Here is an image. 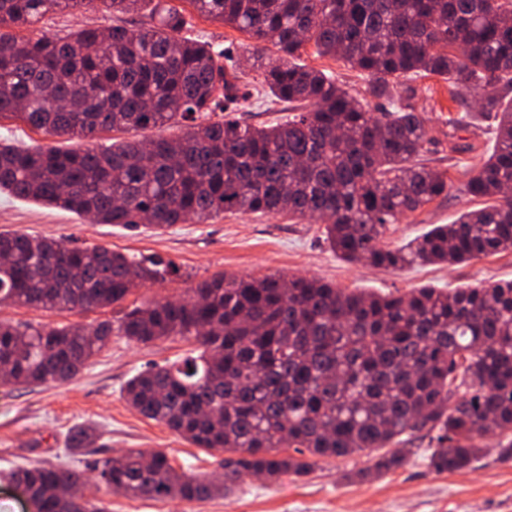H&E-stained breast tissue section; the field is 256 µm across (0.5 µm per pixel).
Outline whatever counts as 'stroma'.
<instances>
[{
  "instance_id": "obj_1",
  "label": "stroma",
  "mask_w": 512,
  "mask_h": 512,
  "mask_svg": "<svg viewBox=\"0 0 512 512\" xmlns=\"http://www.w3.org/2000/svg\"><path fill=\"white\" fill-rule=\"evenodd\" d=\"M171 3L188 20L187 36L221 45L242 61L252 52L254 42L247 34L200 15L185 0ZM111 24V13L102 7L64 9L21 28L19 34L34 41L70 29ZM414 87L412 104L428 129L423 159L428 166L447 171L454 186L448 197L390 225L385 240L394 245L427 232L432 225L452 223L470 207V198L459 187L493 145L495 121L479 115L460 133L464 142L473 144V152H449L447 83L428 75L417 79ZM122 138L116 131H104L91 139L52 137L22 121L0 119V141L16 146L84 149L108 146ZM0 232L51 237L69 246L104 245L125 254L174 261L178 275L138 287L126 299L130 305L183 296L198 282L220 273L315 276L342 289L379 295L403 294L422 286L448 291L512 280V252L456 265H415L401 270L349 263L330 249L322 224L282 215L224 214L204 224H178L154 232L97 224L58 207L1 194ZM120 314L117 306L84 311L0 306V320L12 323L88 327ZM194 348L193 342L179 337L136 344L116 336L71 381L25 385L0 380V471L41 462L79 470L88 478L84 492L89 495L98 484L96 461L134 448L164 452L186 476L221 478L223 453L196 447L143 417L123 393L127 381L139 371L192 356ZM82 425L96 430L98 448L91 454H69L70 433ZM414 445L416 451L406 466L362 483L348 481L347 475L369 466L366 452L321 459L304 477L286 474L270 481L250 476L228 494L200 503L129 498L118 492L104 495L103 500L108 512H512V462L499 460L496 437L486 436L482 458L472 468L456 473L434 472L428 465L426 441L418 439Z\"/></svg>"
}]
</instances>
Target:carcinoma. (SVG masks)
<instances>
[{
	"label": "carcinoma",
	"instance_id": "carcinoma-1",
	"mask_svg": "<svg viewBox=\"0 0 512 512\" xmlns=\"http://www.w3.org/2000/svg\"><path fill=\"white\" fill-rule=\"evenodd\" d=\"M141 14V24L80 29L36 41L0 32V119L12 116L49 136L131 138L101 149L61 151L0 143V193L101 224L165 230L221 213L310 218L348 262L382 269L459 264L512 251V0H186L275 56L260 83L291 115L276 125L238 117L251 92L225 51L178 33L187 24L167 0H0V28H23L81 3ZM367 79L351 94L302 61L307 45ZM448 82L458 115L470 102L496 114L495 146L462 192L488 204L402 245L382 243L388 226L448 196V173L420 162L424 119L412 81ZM392 110L375 115L371 100ZM224 118L196 122L195 114ZM169 123V138L138 132ZM177 268L102 245L0 233V304L50 310L103 308ZM114 336L149 343L180 336L198 355L151 366L129 379L127 403L198 448L231 453L224 483L179 473L162 452L103 460L100 481L129 497L204 502L243 477H302L320 458L393 444L357 472L363 481L407 463V437L429 438L437 473L468 469L479 439L499 436L512 460V281L403 295L345 291L316 277L215 275L181 299L133 305L92 332L79 325L0 321V371L19 384L75 378ZM93 428L70 447L91 448ZM40 512H106L77 494L83 475L40 464L8 472Z\"/></svg>",
	"mask_w": 512,
	"mask_h": 512
}]
</instances>
